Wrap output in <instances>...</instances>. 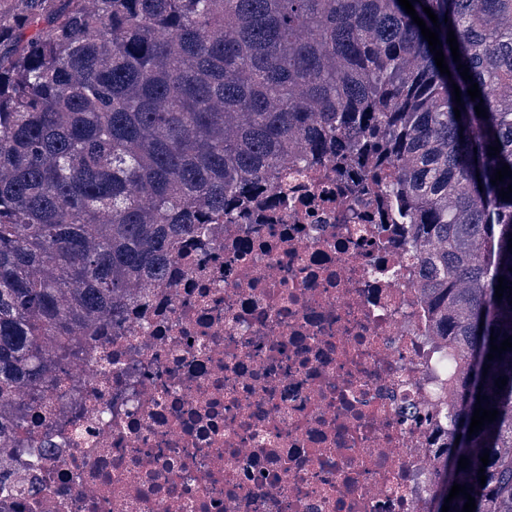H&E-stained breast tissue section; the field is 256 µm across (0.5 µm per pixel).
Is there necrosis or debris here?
<instances>
[{
	"instance_id": "obj_1",
	"label": "necrosis or debris",
	"mask_w": 512,
	"mask_h": 512,
	"mask_svg": "<svg viewBox=\"0 0 512 512\" xmlns=\"http://www.w3.org/2000/svg\"><path fill=\"white\" fill-rule=\"evenodd\" d=\"M334 167L178 244L0 451V512H428L420 262Z\"/></svg>"
}]
</instances>
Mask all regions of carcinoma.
I'll list each match as a JSON object with an SVG mask.
<instances>
[{"mask_svg": "<svg viewBox=\"0 0 512 512\" xmlns=\"http://www.w3.org/2000/svg\"><path fill=\"white\" fill-rule=\"evenodd\" d=\"M14 2L0 13V448L176 243L279 203L288 162L330 157L421 262L445 344L429 512L456 482L474 512H512V348L487 358L512 336V295L495 297L499 277L512 287V176L489 183L512 168V0H411L449 76L399 0ZM479 405L499 414L470 436Z\"/></svg>", "mask_w": 512, "mask_h": 512, "instance_id": "1", "label": "carcinoma"}]
</instances>
